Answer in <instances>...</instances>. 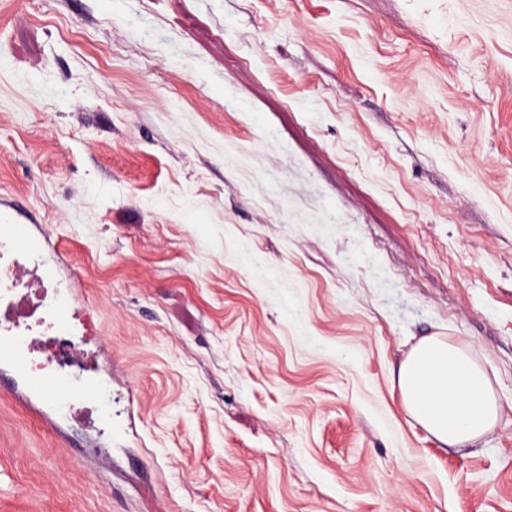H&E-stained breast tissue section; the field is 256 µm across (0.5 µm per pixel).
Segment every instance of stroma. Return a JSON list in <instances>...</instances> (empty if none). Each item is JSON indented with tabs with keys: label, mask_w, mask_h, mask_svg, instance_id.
<instances>
[{
	"label": "stroma",
	"mask_w": 512,
	"mask_h": 512,
	"mask_svg": "<svg viewBox=\"0 0 512 512\" xmlns=\"http://www.w3.org/2000/svg\"><path fill=\"white\" fill-rule=\"evenodd\" d=\"M112 359L0 512H512V0H0V223ZM471 347L442 446L393 378ZM405 412L444 446L471 443L495 426L499 402L483 365L444 336L423 339L401 363Z\"/></svg>",
	"instance_id": "stroma-1"
}]
</instances>
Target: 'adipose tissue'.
<instances>
[{
  "label": "adipose tissue",
  "instance_id": "1",
  "mask_svg": "<svg viewBox=\"0 0 512 512\" xmlns=\"http://www.w3.org/2000/svg\"><path fill=\"white\" fill-rule=\"evenodd\" d=\"M405 412L445 446L473 442L495 426L499 402L483 365L442 336L423 339L401 363Z\"/></svg>",
  "mask_w": 512,
  "mask_h": 512
}]
</instances>
